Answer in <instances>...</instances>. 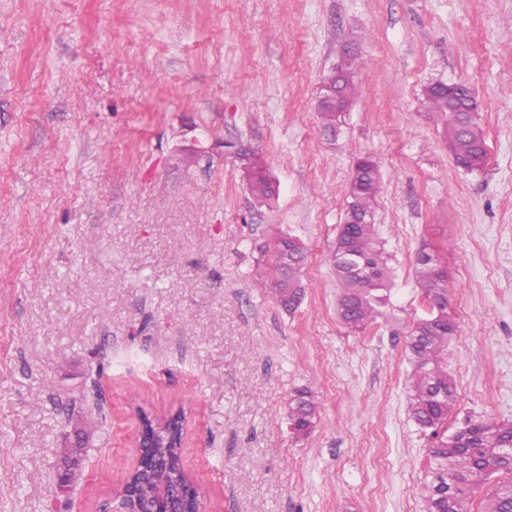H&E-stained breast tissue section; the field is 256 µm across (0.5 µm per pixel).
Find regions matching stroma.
<instances>
[{
    "label": "stroma",
    "mask_w": 512,
    "mask_h": 512,
    "mask_svg": "<svg viewBox=\"0 0 512 512\" xmlns=\"http://www.w3.org/2000/svg\"><path fill=\"white\" fill-rule=\"evenodd\" d=\"M346 52L333 139L316 104ZM437 81L473 89L483 172L429 117ZM233 143L262 155L272 205ZM364 154L394 277L354 333L332 256ZM283 233L308 250L293 311L256 268ZM424 245L458 325L455 412L512 422V0H0V512H112L139 414L178 409L204 512H425L406 350ZM302 388L319 407L299 440ZM285 406L292 433L298 438L307 437L318 414V403L312 391L303 389L292 392L288 395Z\"/></svg>",
    "instance_id": "stroma-1"
}]
</instances>
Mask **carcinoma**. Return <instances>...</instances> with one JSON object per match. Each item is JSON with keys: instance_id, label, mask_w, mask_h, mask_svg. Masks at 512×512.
Returning a JSON list of instances; mask_svg holds the SVG:
<instances>
[{"instance_id": "cac0c4a2", "label": "carcinoma", "mask_w": 512, "mask_h": 512, "mask_svg": "<svg viewBox=\"0 0 512 512\" xmlns=\"http://www.w3.org/2000/svg\"><path fill=\"white\" fill-rule=\"evenodd\" d=\"M330 76L337 80L331 90L321 89L317 112L323 132L335 137L339 117L353 102L352 60L343 59ZM423 97L428 111L443 121L453 156L465 163L466 172L482 171L488 155L485 134L478 113L469 111V102L457 95L456 83H432L423 89ZM235 156L251 195L260 203H271L277 190L261 156L252 150H240ZM380 184L377 163L368 155L356 157L333 255V270L341 288L336 315L353 332L367 329L386 305L388 257L375 224ZM261 252L266 256L263 276L276 301L288 311L297 308L304 292L305 244L296 236L283 234ZM414 274L430 304L407 340L412 366L408 411L418 429L432 438L429 464L418 494L426 512H469L471 497L487 485L484 512H512V422L496 423L466 415L448 423L457 402L456 385L448 374V349L457 333V324L448 315V275L439 255L428 247L417 252ZM286 408L292 433L298 438L308 436L318 414L312 391L292 392ZM146 428L154 446L136 444L130 449L142 467L128 475L121 487L151 512L159 488L170 486L175 477L184 474L182 419L179 415L168 419L159 431L150 423Z\"/></svg>"}]
</instances>
